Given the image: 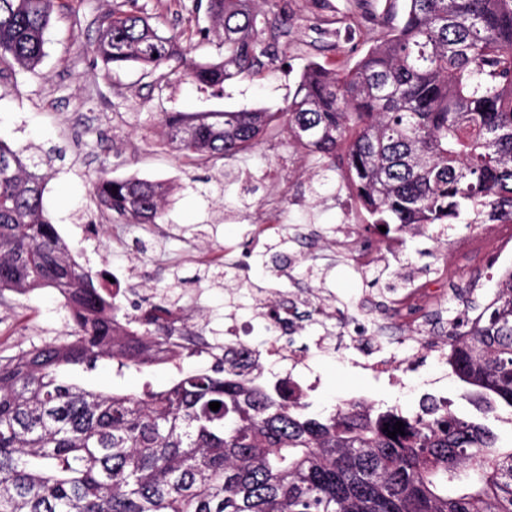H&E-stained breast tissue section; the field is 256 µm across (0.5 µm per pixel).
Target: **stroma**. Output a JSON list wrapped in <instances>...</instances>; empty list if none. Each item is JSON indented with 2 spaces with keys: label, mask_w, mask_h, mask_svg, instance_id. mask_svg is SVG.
I'll list each match as a JSON object with an SVG mask.
<instances>
[{
  "label": "stroma",
  "mask_w": 512,
  "mask_h": 512,
  "mask_svg": "<svg viewBox=\"0 0 512 512\" xmlns=\"http://www.w3.org/2000/svg\"><path fill=\"white\" fill-rule=\"evenodd\" d=\"M134 5L161 32L193 47L196 57L218 56L217 37L201 36L211 22L198 0H136ZM126 7L125 0H54L41 63L31 72L0 76V138L27 148L37 160L52 154L44 207L75 260L92 273L117 277L124 292L116 304L129 314L159 302L169 275L183 278L173 291L185 315L179 334L207 336L217 343L224 340L226 287L234 279L195 283L199 253L221 250L228 259L246 260L250 279L273 298L308 289L339 308L368 296L358 263L333 246L341 224L353 225L365 239L373 234L370 217L338 173L301 156L283 137L230 159L190 158L169 141L161 118L167 112L281 111L308 62L345 72L378 38V29L365 16L351 13L350 0H288V33L274 42L276 60L217 93L177 76L156 86L136 66L116 72L105 67L92 51L99 24ZM103 171L167 185L166 236L109 221L98 211L93 191ZM261 215L301 226L302 238L276 250L269 239L254 240L253 226ZM495 249L494 242L474 231L454 234L445 247L425 234H405L390 266L405 274L447 276L452 289L477 282L487 290L499 274L489 265ZM277 255L287 259L288 277L271 273ZM68 331V308L53 289L13 295L11 308L0 307V355L66 340ZM321 332L320 325L307 323L276 333L281 343L306 354L320 376L307 396L312 412L362 400L396 405L407 414L417 410L421 394L440 391L458 415L485 420L503 441L512 440V424L461 399L463 384L455 374L434 379L430 366H423L422 377L409 390L374 381L353 368L356 351L343 357L317 351L314 338ZM213 363L205 354L184 355L169 365L120 373L103 360L93 372L70 370L66 377L102 391L127 390L146 381L160 389L179 373Z\"/></svg>",
  "instance_id": "obj_1"
}]
</instances>
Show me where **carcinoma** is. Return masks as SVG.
I'll return each mask as SVG.
<instances>
[{
  "label": "carcinoma",
  "instance_id": "1",
  "mask_svg": "<svg viewBox=\"0 0 512 512\" xmlns=\"http://www.w3.org/2000/svg\"><path fill=\"white\" fill-rule=\"evenodd\" d=\"M263 0H207L222 31L216 60L132 11L105 16L93 52L155 82L180 73L201 88L252 76L276 37ZM371 17L383 33L339 74L309 63L280 112H171L178 150L204 161L285 136L337 171L372 224L444 238L490 209L512 214V0H405ZM52 0H0V73L45 56ZM0 306L4 292L53 288L70 300V339L0 356V512H512V444L444 406L405 414L346 402L323 416L285 385L230 380L224 362L156 390H87L62 372L109 358L123 372L172 335V307L118 317L106 288L76 262L43 206L46 175L0 139ZM117 193H112V190ZM167 188L101 173L100 210L161 223ZM448 323V365L485 411L512 410V269L468 319ZM134 339L120 341L121 323ZM218 402L213 411L209 403ZM405 435L388 437L396 422Z\"/></svg>",
  "mask_w": 512,
  "mask_h": 512
}]
</instances>
